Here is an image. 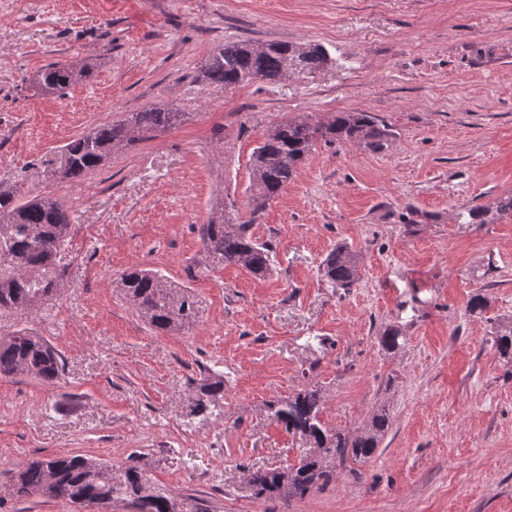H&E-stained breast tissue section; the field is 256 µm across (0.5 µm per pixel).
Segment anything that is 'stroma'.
Segmentation results:
<instances>
[{
    "label": "stroma",
    "instance_id": "35a3bbf8",
    "mask_svg": "<svg viewBox=\"0 0 512 512\" xmlns=\"http://www.w3.org/2000/svg\"><path fill=\"white\" fill-rule=\"evenodd\" d=\"M243 39L318 44L330 61L233 89L199 80ZM91 58L88 81L39 93L42 68ZM152 104L181 122L62 177L66 144ZM357 111L394 139L316 145L252 228L274 247L269 273L204 249L203 224L245 217L270 128ZM0 183L52 194L72 220L56 299L0 311V334L36 333L66 363L52 382L0 376V512H101L9 493L19 465L68 454L137 461L211 512H512V363L491 342L512 330V214L459 219L512 194V0H0ZM339 245L359 257L347 289L318 271ZM132 267L190 288L199 322L149 328L115 292ZM391 326L395 352L379 343ZM215 374L223 418L186 426ZM309 385L336 431L357 435L381 406L391 425L324 489L255 497L248 471L304 450L270 405Z\"/></svg>",
    "mask_w": 512,
    "mask_h": 512
}]
</instances>
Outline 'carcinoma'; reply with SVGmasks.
Returning <instances> with one entry per match:
<instances>
[{
	"mask_svg": "<svg viewBox=\"0 0 512 512\" xmlns=\"http://www.w3.org/2000/svg\"><path fill=\"white\" fill-rule=\"evenodd\" d=\"M319 45H310L300 55V66L315 70L327 64ZM283 52L260 51L247 40L227 43L202 65L199 78L209 84L235 88L256 79L276 81L285 73ZM95 59L82 65L54 63L38 76L46 93H57L80 83L98 68ZM183 113L166 105H152L130 112L121 121L96 126L65 146L67 163L63 177L80 180L101 166L112 154L149 134L170 128ZM390 126L369 112H338L324 123L309 115L286 119L264 135L251 159L249 219L231 222L219 217L203 225L204 248L224 262L246 269L255 276L269 271L270 247L250 233L261 213L297 175L298 166L316 143H349L363 150L382 152L393 140ZM512 213V195L501 198L495 213L480 207L466 208L461 217L470 224H490L495 216ZM70 216L64 205L50 194L23 201L13 189L0 188V310H25L50 301L56 295L62 273L55 263L57 244L66 235ZM357 254L341 245L322 261V273L334 288H349L358 278ZM127 303L154 330L179 332L199 321L200 306L187 288H176L150 270L131 269L117 281ZM64 361L42 338L17 331L0 336V375H26L53 381L62 376ZM276 420L299 435L308 445L298 463L283 468L257 470L250 474L254 494L283 500L303 498L336 480V465L369 459L388 430L386 410L373 414L368 427L349 439L321 419L323 402L318 388H304L293 397L271 405ZM224 413V377H208L193 390L191 417ZM17 497L43 495L83 508L112 509L129 504L132 512H209L201 502L177 510L186 499L152 480L134 464L114 465L86 455H65L34 460L11 475Z\"/></svg>",
	"mask_w": 512,
	"mask_h": 512,
	"instance_id": "cac0c4a2",
	"label": "carcinoma"
}]
</instances>
